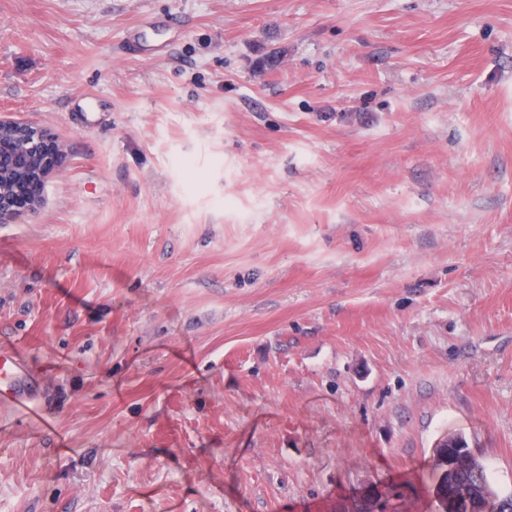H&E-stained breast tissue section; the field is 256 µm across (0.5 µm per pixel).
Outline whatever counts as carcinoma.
I'll return each mask as SVG.
<instances>
[{
	"instance_id": "cac0c4a2",
	"label": "carcinoma",
	"mask_w": 512,
	"mask_h": 512,
	"mask_svg": "<svg viewBox=\"0 0 512 512\" xmlns=\"http://www.w3.org/2000/svg\"><path fill=\"white\" fill-rule=\"evenodd\" d=\"M445 447L448 452V477L446 484L438 486L437 492L451 498L459 485L466 486L471 512H486L490 506L501 508L505 502H512V496L499 497L488 479L486 464L472 454L462 436L450 437Z\"/></svg>"
}]
</instances>
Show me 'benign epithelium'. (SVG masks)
I'll list each match as a JSON object with an SVG mask.
<instances>
[{
    "mask_svg": "<svg viewBox=\"0 0 512 512\" xmlns=\"http://www.w3.org/2000/svg\"><path fill=\"white\" fill-rule=\"evenodd\" d=\"M50 137L47 129L37 123H18L0 119V177L13 176L10 192L0 193V223L8 224L22 219L25 214L37 211L42 204L40 197L29 200L28 206L19 211L14 206L18 189L28 182H42L65 163L64 151L56 160L45 163L40 154L41 142Z\"/></svg>",
    "mask_w": 512,
    "mask_h": 512,
    "instance_id": "7a95c632",
    "label": "benign epithelium"
}]
</instances>
